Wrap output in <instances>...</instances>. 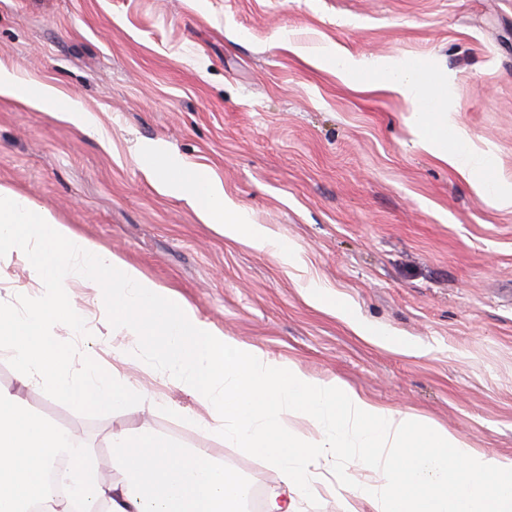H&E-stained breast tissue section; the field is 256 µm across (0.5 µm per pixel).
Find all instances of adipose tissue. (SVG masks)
I'll return each mask as SVG.
<instances>
[{"mask_svg":"<svg viewBox=\"0 0 512 512\" xmlns=\"http://www.w3.org/2000/svg\"><path fill=\"white\" fill-rule=\"evenodd\" d=\"M384 78L379 89L409 98L414 114L435 111L441 81L432 74L399 69L374 61ZM159 181L187 200L225 236L259 251H277L291 263L294 251L271 237L260 224H250L243 211L225 197L204 169L188 172L171 166L158 170ZM75 438L53 421L31 412L13 395L0 394V512H243L249 487L235 471L205 448H178L149 432L112 435L111 471H103L91 453L73 458L66 473L70 496L49 494L46 477L55 459L68 455Z\"/></svg>","mask_w":512,"mask_h":512,"instance_id":"1","label":"adipose tissue"}]
</instances>
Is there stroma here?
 Returning a JSON list of instances; mask_svg holds the SVG:
<instances>
[{"mask_svg":"<svg viewBox=\"0 0 512 512\" xmlns=\"http://www.w3.org/2000/svg\"><path fill=\"white\" fill-rule=\"evenodd\" d=\"M415 58L442 80L448 119L477 167L463 175L422 148L410 104L354 83L343 57ZM0 187L111 248L224 335L374 403L512 460V0H0ZM52 85L57 113L25 85ZM97 120L63 117L69 99ZM208 168L251 223L288 241L295 266L203 223L166 193L142 145ZM319 285L393 350L312 302ZM39 287L0 258V302ZM93 289L80 353L111 368L112 332ZM122 370L185 420L139 404L91 418L22 386L0 353V391L80 434L102 468L113 432L148 429L206 448L269 494L279 472L189 419L201 406L129 357ZM350 323L356 333L360 336H365L374 340L375 342L382 344L384 346H389L395 349H402L404 347L403 342L393 334L387 332H377L372 329L368 324L356 320L350 319Z\"/></svg>","mask_w":512,"mask_h":512,"instance_id":"obj_1","label":"stroma"}]
</instances>
